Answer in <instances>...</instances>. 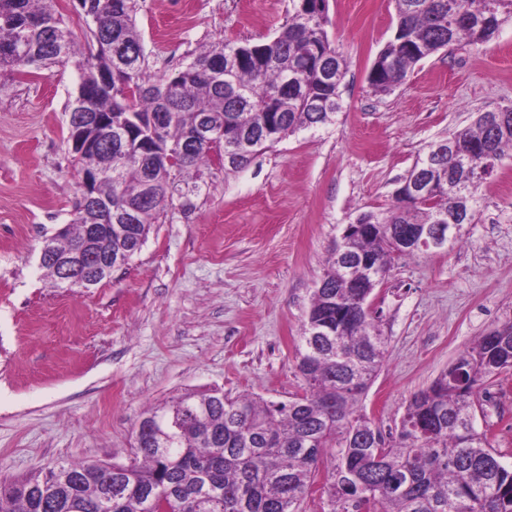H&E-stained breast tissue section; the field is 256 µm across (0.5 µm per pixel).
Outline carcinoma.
Returning <instances> with one entry per match:
<instances>
[{
    "label": "carcinoma",
    "instance_id": "carcinoma-1",
    "mask_svg": "<svg viewBox=\"0 0 512 512\" xmlns=\"http://www.w3.org/2000/svg\"><path fill=\"white\" fill-rule=\"evenodd\" d=\"M91 43L79 50L54 0H0V77L28 68L74 63L80 85L121 70L122 83L101 89L90 111L121 127L123 140L75 164L110 171L96 187L114 211H136L137 244L147 240L152 220L163 211L182 174L205 162L212 148L182 147L200 122L219 135L218 152L241 169L262 150L298 131L334 122L343 111L339 87L347 66L329 39L328 10L292 13L278 34L260 45L262 62L249 43L224 42L200 52L185 67L156 79L143 70L144 48L136 29L134 0H84ZM396 31L375 57L369 86L388 93L433 53L458 45L486 43L512 22V0H395ZM177 77L161 104L160 91ZM240 127L256 137L239 144ZM163 145L144 152L149 132ZM449 145L431 165L418 158L409 176L422 171L435 193L414 198L395 191L384 213L360 215L359 224L336 242L328 268L313 289L300 336L297 372L305 390L288 401L244 396L219 389L187 391L146 410L135 429L126 463L61 464L44 476L0 479V512H299L327 450L333 464L322 492L329 512H359L372 497L374 512H512V467L491 447L477 424L484 403L476 389L502 382L512 372V319L480 336L430 386L406 406L396 434L373 426L362 401L383 366L387 339L377 325L370 295L393 261L411 251L401 247L407 226L435 223L465 200L470 217L480 207L478 185L512 150V121L491 135L484 115L448 135ZM484 165L464 175L467 163ZM156 184L145 199V181ZM88 217L76 205L62 232L49 238L65 253L85 235ZM174 421L168 440L154 423Z\"/></svg>",
    "mask_w": 512,
    "mask_h": 512
}]
</instances>
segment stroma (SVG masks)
<instances>
[{"mask_svg": "<svg viewBox=\"0 0 512 512\" xmlns=\"http://www.w3.org/2000/svg\"><path fill=\"white\" fill-rule=\"evenodd\" d=\"M292 0H135L144 71L184 67L209 45L272 39ZM348 63L334 125L304 130L239 171L185 174L141 252L88 288H56L43 241L70 222L81 174L68 140L73 64L0 79V478L65 462L128 459L149 406L188 389L288 400L299 337L345 225L394 204L429 143L512 105V24L443 49L388 94L367 80L396 27L395 0H329ZM464 244L395 261L374 291L387 338L363 404L396 432L413 393L477 336L512 318V153L479 188ZM490 443L512 466V375L491 387Z\"/></svg>", "mask_w": 512, "mask_h": 512, "instance_id": "35a3bbf8", "label": "stroma"}]
</instances>
